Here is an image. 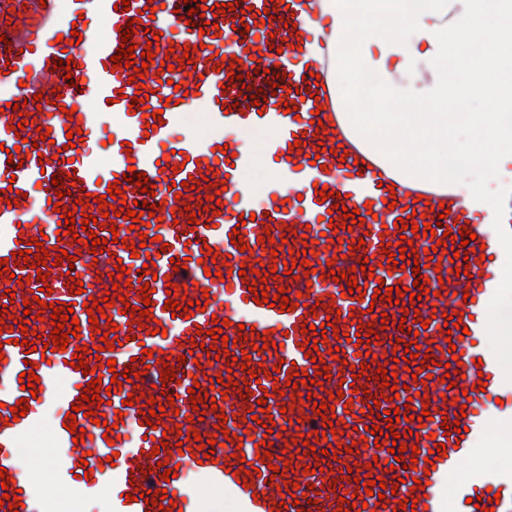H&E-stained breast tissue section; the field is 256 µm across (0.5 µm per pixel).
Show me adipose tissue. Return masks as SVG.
Masks as SVG:
<instances>
[{
  "mask_svg": "<svg viewBox=\"0 0 512 512\" xmlns=\"http://www.w3.org/2000/svg\"><path fill=\"white\" fill-rule=\"evenodd\" d=\"M315 25L328 51L336 113L360 150L403 186L495 200L512 183V0H319ZM495 16L481 56L473 45ZM369 74L378 111L353 107ZM458 111H446L448 103ZM503 297L488 310L490 335L512 346V250L499 258Z\"/></svg>",
  "mask_w": 512,
  "mask_h": 512,
  "instance_id": "ef3b65f1",
  "label": "adipose tissue"
}]
</instances>
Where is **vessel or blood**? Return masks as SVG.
Instances as JSON below:
<instances>
[{"label": "vessel or blood", "instance_id": "1", "mask_svg": "<svg viewBox=\"0 0 512 512\" xmlns=\"http://www.w3.org/2000/svg\"><path fill=\"white\" fill-rule=\"evenodd\" d=\"M0 0V258L13 252L33 249V237L44 236L49 256L67 250L74 263L53 267L47 281L30 280L29 265H11L9 275L0 276V306L9 312L5 333L0 334V470L12 477V489L20 490L22 504L17 512H41V503L31 477L20 460V444L35 429L44 430L61 456L51 458L49 467L55 474V492L63 498L85 497L107 490L109 512H160L159 507L145 503V492L166 490L167 497L180 512H199V507L215 487L224 489L235 501L236 512H276L285 504L287 512L315 500L317 512H335L338 496L353 494L356 504L365 512H395L401 501L410 499L415 512H446L444 490L450 476L468 469L470 462L492 426L512 430V384L504 383L500 369L507 362L504 350L487 349V312L499 296L503 270L497 258L512 248V190L505 191L499 201L468 204L451 196L444 202L448 213L438 217L424 202L392 198L389 178L374 165H355L353 157L337 159L332 151L338 146L333 124L336 115L330 110L331 92L323 75L328 57L313 55L309 47L315 39L306 27L304 10L307 0H238L236 10L223 11V0H202L201 16L187 25L179 16L183 0ZM276 10L275 18H264L265 8ZM133 24L136 32L131 42L145 48L150 32L160 35L156 45L155 64L149 65L143 88L130 83L133 67H114L111 58L121 44V28ZM80 43H73V35ZM189 56L192 64L172 72L159 70L158 62L166 55ZM71 58L69 70L56 68L62 55ZM237 57L233 71L221 70L222 58ZM262 89L268 100L264 106L253 105L251 92ZM41 95L44 104L36 106L33 97ZM146 97V107L132 111L130 100L135 95ZM21 104L26 125L14 131V118L5 112L6 103ZM207 107L210 127L259 128L273 130L267 145L269 159L286 166L291 177L282 210H255L247 186L241 180L242 170L250 157L239 151L236 142L224 138L202 139L194 135L180 140L169 137V130L193 104ZM75 109L68 118L67 109ZM161 111L163 125L146 130L153 111ZM110 113L119 121L113 130L112 149L106 164H99L91 154V145L101 129L102 113ZM321 127H314V120ZM48 128L49 140H41L40 128ZM82 130L83 139L69 146L67 131ZM145 173L155 187L154 196L142 193L135 183H128L122 197L126 201H147L158 205L159 220L142 215L141 225L131 227L129 221L116 216L102 217L99 205L90 203L86 211L75 208L76 201L87 194H106L109 184L122 179L128 169ZM72 177L70 195L61 199L62 210H71L76 220L85 215L96 217L92 231H80V243L70 237H58L60 212H54L48 197L56 188L52 177ZM200 177L195 188L185 187L189 177ZM225 183L221 192L220 215L196 209L194 215L184 213L190 198L211 194L212 184ZM332 195L321 198V187ZM344 194L343 209H336V194ZM395 199L388 207L387 199ZM371 205L373 214L364 225L342 229L343 212ZM197 226H189L190 217ZM436 227L434 236L414 239L419 251L420 272L390 268L382 252L385 243L398 242L402 233L397 220ZM337 225L336 241H329L330 225ZM475 233L468 259L457 256L460 243L451 242L442 256L440 268L428 267L424 249L436 244L443 233L458 235L462 229ZM270 241H261L262 232ZM104 239L103 252L92 256L84 240L89 234ZM119 234L120 243H110L111 234ZM147 236L142 258L132 257L127 244ZM242 245H234L235 237ZM361 240V248H353V240ZM286 241L287 246L275 250L274 245ZM313 242L315 255H303L306 242ZM152 260L157 279L153 282L151 305H144L138 271L145 260ZM229 261L231 274L225 277L205 275V267L213 260ZM185 261V268L173 269V261ZM295 261L291 274L275 272L271 290L287 288L295 311L256 304L254 294L239 276V269L272 270L274 262ZM128 270L130 285L115 286L111 274L115 263ZM356 269L360 295L349 292L342 272ZM273 271V270H272ZM428 278L433 297L410 301L400 298L392 304L374 299L379 284L389 287H412L415 275ZM81 281L82 293H71L72 281ZM185 289L191 305L188 310H165L168 284ZM116 290L118 302L106 309L119 330L120 339L114 350L101 355L85 354L87 367L97 368L103 383H110L113 373H124L131 358L147 357L149 369L135 382L123 383L121 390L101 404L105 422L93 424L90 418L73 417L71 407L81 404L88 378L72 366L80 347L91 345L95 335L84 307L88 300H101L106 291ZM206 299L205 311H198L196 300ZM73 308L79 320L80 335L70 339L65 351L42 352L43 343L51 342L50 322L35 320L41 303ZM340 309V318L326 325V303ZM147 306L152 319L144 325H130L125 305ZM30 310L33 318L26 329L13 325L14 316ZM464 314L463 326L469 333L456 345H449L444 325L447 314ZM228 319L224 338L210 336L213 318ZM412 320L411 331H399L401 319ZM324 325L328 342L319 344V352L327 354L337 348V358H329L330 378L321 385L305 383L287 386L288 375L311 368L304 343L313 341V333H302V326L314 322ZM384 323L377 343H358L354 337L360 325ZM166 328V335L156 334V327ZM255 335L270 333L273 345L262 353L252 352L245 338L246 327ZM37 332L34 352H26L20 341L24 331ZM199 337L200 347L190 348L192 337ZM232 339L228 351L218 361H210L206 348L220 347L223 339ZM417 343L429 349V358L410 360L407 367L394 365L395 358L405 357L404 346ZM250 353L251 370L260 382H244L245 370L239 359ZM459 359L455 385L447 387L446 365ZM115 367H108V360ZM36 363L39 378L34 390L23 389L19 376L26 361ZM366 364V380L362 392L350 384L351 369ZM392 369L398 383L404 384L398 399L380 398L377 368ZM173 371L175 378L161 382L163 370ZM270 378H263V371ZM230 373L234 384L223 387L217 375ZM485 390H478V383ZM211 393L217 406L205 413L193 410L189 388ZM166 400L161 417L145 424L141 403H128L129 394ZM343 392L351 399L354 410L366 408L377 400L381 409L395 410L404 404L428 408L431 418L425 422L402 421L394 424L397 435L407 438L404 459L415 460V468L397 465L386 448L369 446L358 453H348L352 442H359L360 427L372 426L364 417L346 413L343 402L336 403L335 430L341 433L340 446L319 441L317 450L299 455L296 444L300 434L322 431L323 418L317 414L312 400L327 392ZM306 396L305 403L292 402L293 393ZM27 399L29 409L19 421H11V409L20 399ZM265 399L267 409L257 419H250V408ZM270 427H263V420ZM457 420L466 433L446 431L444 420ZM76 421L84 428V442L74 443L66 425ZM191 424L201 437L215 436L211 455L203 451L176 452L181 434L176 424ZM224 424L225 434H216L217 424ZM166 438L173 452L168 461L152 455L154 442ZM446 449L445 457L427 469L425 459L435 445ZM285 456L290 464L285 474L272 473L271 457ZM87 460L90 472L80 476L78 464ZM200 460L202 482H188L183 477L164 481V469ZM251 462L255 473L248 484H240L237 470L241 461ZM358 464L370 465L373 476L383 483L373 488L354 480H333L334 472ZM297 483L296 491L283 490L284 481ZM424 489H416V482ZM396 487V494L382 495V486ZM456 512H480L472 499L495 493L499 502L494 512H512V475L479 472L453 485ZM140 492L135 501H126L131 492Z\"/></svg>", "mask_w": 512, "mask_h": 512}]
</instances>
